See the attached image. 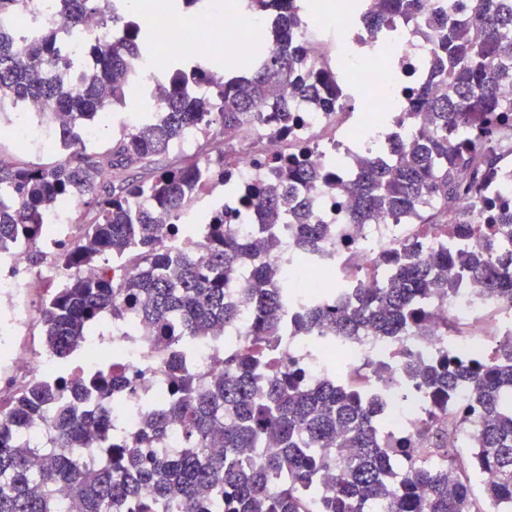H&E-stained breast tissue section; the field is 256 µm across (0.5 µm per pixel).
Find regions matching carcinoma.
<instances>
[{
    "label": "carcinoma",
    "mask_w": 512,
    "mask_h": 512,
    "mask_svg": "<svg viewBox=\"0 0 512 512\" xmlns=\"http://www.w3.org/2000/svg\"><path fill=\"white\" fill-rule=\"evenodd\" d=\"M61 22H41L31 42L15 41L0 26V112L18 108L30 97L45 106L44 123L57 130L66 149L48 165L0 162V245L15 239L29 244V260L41 263L36 247L47 225L43 215L63 198L90 197L79 211V241L59 262L69 269L40 310L44 348L67 359L84 343L100 319L135 314L148 335L157 338L168 361L173 397L167 407L145 415L137 432H127L113 415L117 392L125 389L124 360L112 354L110 370L75 386L66 378L35 380L11 400L12 414L0 419V512H368L373 503L384 512H512V338L505 337L484 360L463 363L447 354L430 366L409 365L436 403L448 401L457 384L469 385L470 397L452 425L467 427L481 417V430L469 457L431 425L424 426L427 447L383 448V425L356 394L334 385L305 386L292 367L273 358L285 332L288 289L279 284L263 258L276 253L278 241L258 237L242 244L224 210L215 208L182 223L193 197L209 183L224 186L242 208L279 214L297 227L299 246L316 248L329 230L315 219L300 187L332 182L356 207L349 223L377 217L400 221L429 209L448 213L478 186L498 161L494 149L458 139L466 126L486 120L487 140L512 131V100L500 88L512 84V0H472L464 16L448 14L428 0H381L368 25L380 38L402 17L414 33L433 46L429 80L421 81L402 103L424 117L411 147L392 146V165L361 158L357 182L331 180L309 160V149L276 161L277 181L243 190L215 159L194 153L165 165L155 164L197 128L204 137L244 121L286 127L287 99H306L326 112L340 103L339 71L311 65L303 51L265 35L251 53L221 68L206 53L177 58L166 81L155 84L165 104L151 112L112 146L99 151L75 135L81 126L103 118V111L125 102L134 76L123 78L134 59L150 52L154 33L112 13V0H62ZM94 17L103 35L86 45L92 60L84 68L59 40L63 27L76 29ZM192 79L207 86L198 98L183 92ZM276 100L278 111L264 116L260 106ZM494 215V224L512 228V211L492 201H474ZM174 219L180 234H202L199 253L174 258L156 235V213ZM133 257V272L112 280V257ZM253 257L247 299L255 302L248 342L224 341V370L198 384L182 371V355L203 330H222L238 319L236 306L224 301V284L236 278L244 257ZM397 273L382 288H361L353 303L309 307L301 326L320 327L331 336H354L367 328L379 336H425L433 331L423 313L433 297L445 298L453 285L438 269L448 253L428 260L406 252ZM471 274L485 280L491 295L512 304V250L497 254L480 249L461 258ZM95 266L86 277L82 268ZM266 361L271 371L263 388L253 370ZM93 391L101 400L96 432L62 400L72 392ZM54 406L51 436L30 448L20 430ZM177 424L182 447L176 454L158 448ZM267 441L279 448L263 452ZM496 474L472 497L471 481L480 470ZM336 474L324 487L321 477Z\"/></svg>",
    "instance_id": "1"
}]
</instances>
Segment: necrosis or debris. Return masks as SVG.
<instances>
[{"label":"necrosis or debris","instance_id":"1","mask_svg":"<svg viewBox=\"0 0 512 512\" xmlns=\"http://www.w3.org/2000/svg\"><path fill=\"white\" fill-rule=\"evenodd\" d=\"M239 4L240 0H215L207 14L209 22L203 27L192 16L167 15L162 5H155L153 14L162 20L163 36L153 56L136 60V69L142 75H151L168 58L205 44L223 45L229 58L249 52L252 42L244 38V31L273 29L279 25L280 16L274 10L247 15ZM293 39L307 50L310 60L329 67L340 59L349 62L352 83L369 105L360 110L351 103L342 110L318 112L299 99L290 103L287 134L250 123L225 130V142L240 147L230 162L241 185L277 179V172L263 166L262 158L293 153L300 145L310 149L315 163L327 168L340 165L343 180L349 181L359 171L358 158L363 147L374 141L379 131L398 137L401 145L410 144L417 122L415 115L391 113L392 119L385 126L377 118L378 113L388 111L391 99L403 94L407 80L421 70L425 61L426 48L413 42L408 28L398 30L393 51L385 56L373 47L352 12L340 6H322L295 28ZM308 196L330 231L315 257L302 255L293 225L282 218L253 212L246 223L234 227L235 234L244 242L258 236H271L280 242L275 269L279 279L294 284L296 300L288 307V316L294 322L299 320L304 305L327 303L329 287H337L339 299L345 302L353 299L356 289L383 281L391 269L387 256L402 251L404 246H414L426 257L440 251L467 252L499 240L498 234L485 231L477 235L453 222L438 234L432 232L430 225L413 221L393 224L379 219L370 224H352L348 221L351 198L336 197L332 189L322 186L309 191ZM78 209L77 199L67 197L47 216L51 231L41 242L44 262L38 277H31L28 272L29 246L25 241H14L0 250V342L10 345L8 354L0 357L1 385L17 389L31 380L51 381L58 375V363L51 353L23 348L20 338L39 316L38 309L28 300L35 279L59 284L66 278L65 270L56 262V254L62 244L73 238L74 227L69 219ZM448 278L456 283V292L428 305L430 318L437 326L433 335L410 340L363 332L322 345L305 336H290L277 356L280 361L300 368L309 385L334 381L360 392L374 388L371 378L353 370L368 355L393 372L399 369L406 349L421 363L434 362L452 350L464 357L484 358L501 337L512 336V304L492 298L484 284L472 278L460 264L449 263ZM105 348L119 352L139 378L131 399L144 394L161 404L170 401L165 355L131 316L113 322L111 332L94 337L91 347L75 351L69 378L78 380L96 370V363L89 361L87 355L89 351ZM223 358V335L205 336L199 339L195 353L185 360L184 366L208 380L221 373ZM382 401L380 414L386 419L383 444L418 440L431 408L427 396L415 385L406 383L385 392Z\"/></svg>","mask_w":512,"mask_h":512}]
</instances>
